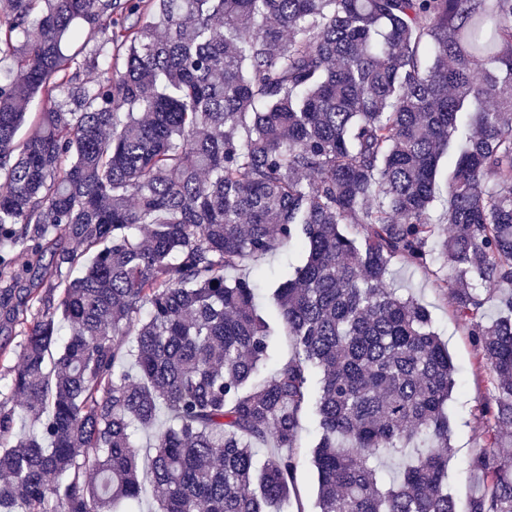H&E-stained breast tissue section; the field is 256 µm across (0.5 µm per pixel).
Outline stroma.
Returning <instances> with one entry per match:
<instances>
[{
    "label": "stroma",
    "instance_id": "35a3bbf8",
    "mask_svg": "<svg viewBox=\"0 0 512 512\" xmlns=\"http://www.w3.org/2000/svg\"><path fill=\"white\" fill-rule=\"evenodd\" d=\"M304 260L303 253L291 245L258 258H248L227 271V278L259 274L262 303L272 308V292L284 273L293 271ZM448 273L441 258L425 265L408 264L400 260L390 265L387 282L395 293L413 297L431 313L432 329L447 344L456 367V385L444 406L451 428L452 456L448 463V488L458 512H467L470 498L483 485L481 472L472 466L482 454L490 422L483 408L493 394L492 378L481 364L468 327L457 322L443 280Z\"/></svg>",
    "mask_w": 512,
    "mask_h": 512
}]
</instances>
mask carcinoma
<instances>
[{
  "label": "carcinoma",
  "mask_w": 512,
  "mask_h": 512,
  "mask_svg": "<svg viewBox=\"0 0 512 512\" xmlns=\"http://www.w3.org/2000/svg\"><path fill=\"white\" fill-rule=\"evenodd\" d=\"M149 5L0 0V348L24 326L0 512H135L148 486L155 512H270L311 402L317 512H457L455 367L387 286L392 260L432 256L456 140L439 251L495 380L469 512H512V0ZM290 242L305 262L274 298L297 355L255 384L272 329L225 271Z\"/></svg>",
  "instance_id": "carcinoma-1"
}]
</instances>
